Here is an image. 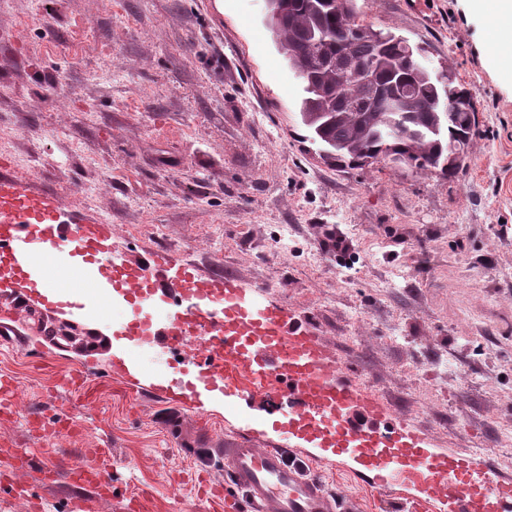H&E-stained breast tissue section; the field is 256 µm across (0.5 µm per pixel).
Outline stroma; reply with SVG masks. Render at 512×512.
Returning <instances> with one entry per match:
<instances>
[{"label":"stroma","instance_id":"1","mask_svg":"<svg viewBox=\"0 0 512 512\" xmlns=\"http://www.w3.org/2000/svg\"><path fill=\"white\" fill-rule=\"evenodd\" d=\"M357 20L424 47L470 90L480 124L454 177L375 165L339 171L305 149L303 84L265 24L264 0H0V178L64 202L68 228L112 226V255L192 263L230 274L249 296L306 323L341 379L435 451L483 450L512 478V52H490L491 26L468 0H355ZM37 155L38 166L28 164ZM349 243L329 248L331 237ZM103 307V306H102ZM0 512H73L67 473L108 484L93 512H221L230 486L218 450L241 438L287 449L355 512H410L407 473L378 491L350 458L271 429L261 396L178 407L164 339L123 334L133 317L167 324L176 307L116 299L71 313L106 340L78 355L29 329L0 294ZM139 366L129 385L118 357ZM85 380L93 397L69 387ZM35 464L16 497L15 449Z\"/></svg>","mask_w":512,"mask_h":512}]
</instances>
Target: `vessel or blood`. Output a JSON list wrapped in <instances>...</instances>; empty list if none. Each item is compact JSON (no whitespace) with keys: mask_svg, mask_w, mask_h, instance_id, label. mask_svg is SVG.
I'll use <instances>...</instances> for the list:
<instances>
[{"mask_svg":"<svg viewBox=\"0 0 512 512\" xmlns=\"http://www.w3.org/2000/svg\"><path fill=\"white\" fill-rule=\"evenodd\" d=\"M62 210L54 196L23 192L0 178V288L17 299L31 298L36 291L29 265L20 257L22 243L37 241L55 249L66 234ZM109 239L107 223L78 225L74 251L85 283L143 302L149 300L150 289L169 286L178 311L164 335L175 342L191 325L209 331L200 342L209 359L199 364L195 381L179 382L181 395H194L202 384L223 386L234 395L271 387L281 399L271 412L275 427L321 442L333 456H356L379 487H386L401 470L414 475L425 494L440 499L448 512H501L512 503V479L496 476L484 456L430 451L404 425L381 432L357 424L351 409L374 417L383 414L382 404L341 381L322 344L285 307L250 300L232 277H201L187 263L174 279L164 260L147 266L101 262L98 255L108 248ZM44 300L61 311L85 307L84 295L73 289L45 294ZM228 365L246 378V386L228 382L223 374ZM220 453L254 512H339L338 498L320 477L290 460L283 449L258 448L239 439Z\"/></svg>","mask_w":512,"mask_h":512,"instance_id":"obj_1","label":"vessel or blood"}]
</instances>
